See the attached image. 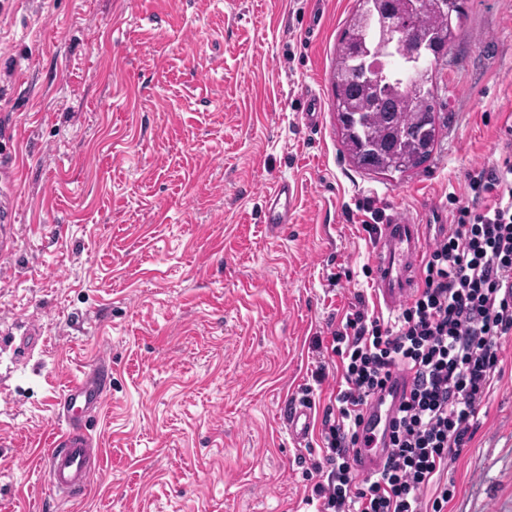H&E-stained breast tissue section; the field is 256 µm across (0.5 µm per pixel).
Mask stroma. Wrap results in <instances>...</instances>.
Here are the masks:
<instances>
[{"label":"stroma","instance_id":"obj_1","mask_svg":"<svg viewBox=\"0 0 512 512\" xmlns=\"http://www.w3.org/2000/svg\"><path fill=\"white\" fill-rule=\"evenodd\" d=\"M356 0H0V512H314L331 333L371 297L372 201L466 195L512 125V0H466L437 67L441 131L406 173L357 168L332 110ZM322 104L308 126L304 97ZM290 223L263 220L278 182ZM323 350H315V341ZM102 354L100 469L57 507L53 403ZM328 378L314 384L318 362ZM448 473L447 512H512V337ZM312 388L315 423L283 409ZM312 405L307 401L295 400L287 409L288 432L296 441H302L309 433Z\"/></svg>","mask_w":512,"mask_h":512}]
</instances>
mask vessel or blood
<instances>
[{"mask_svg":"<svg viewBox=\"0 0 512 512\" xmlns=\"http://www.w3.org/2000/svg\"><path fill=\"white\" fill-rule=\"evenodd\" d=\"M293 198L291 184L285 181L277 184L265 197V223H289ZM425 245L424 226L412 218L397 215L382 225L372 255L375 270L372 288L379 309L393 312L419 291ZM111 381V359L104 355L92 367L73 376L57 401L61 427L50 440L44 462L59 499H78L86 494L91 484L97 469L99 443L88 421L101 410ZM409 384L406 373L394 372L389 389L368 404L365 410L367 440L359 446L357 463L362 476H370L382 466L386 457L385 424ZM311 417L309 402L298 400L289 405L288 432L294 440L306 438Z\"/></svg>","mask_w":512,"mask_h":512,"instance_id":"1","label":"vessel or blood"}]
</instances>
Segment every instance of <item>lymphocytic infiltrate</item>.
<instances>
[{"instance_id": "1", "label": "lymphocytic infiltrate", "mask_w": 512, "mask_h": 512, "mask_svg": "<svg viewBox=\"0 0 512 512\" xmlns=\"http://www.w3.org/2000/svg\"><path fill=\"white\" fill-rule=\"evenodd\" d=\"M467 192L452 198L453 222L397 319L360 296L332 333L341 375L322 420L329 471L312 488L317 512H444L455 496L440 475L472 440L512 336V152L469 171ZM396 370L410 372V389L386 427V462L361 481L364 408Z\"/></svg>"}]
</instances>
